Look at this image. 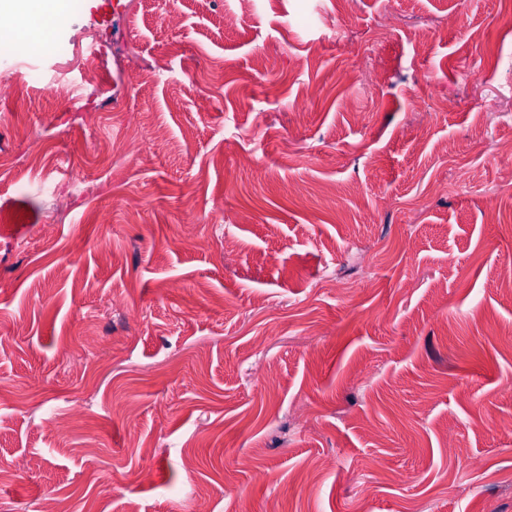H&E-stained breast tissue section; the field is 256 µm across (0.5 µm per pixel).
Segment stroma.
<instances>
[{
	"instance_id": "obj_1",
	"label": "stroma",
	"mask_w": 512,
	"mask_h": 512,
	"mask_svg": "<svg viewBox=\"0 0 512 512\" xmlns=\"http://www.w3.org/2000/svg\"><path fill=\"white\" fill-rule=\"evenodd\" d=\"M102 3L0 60V512H512V0Z\"/></svg>"
}]
</instances>
